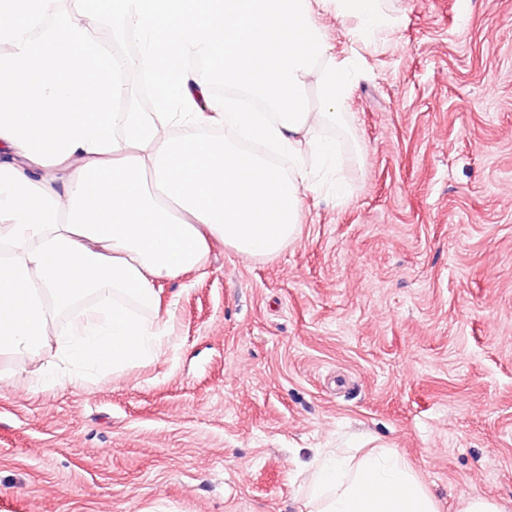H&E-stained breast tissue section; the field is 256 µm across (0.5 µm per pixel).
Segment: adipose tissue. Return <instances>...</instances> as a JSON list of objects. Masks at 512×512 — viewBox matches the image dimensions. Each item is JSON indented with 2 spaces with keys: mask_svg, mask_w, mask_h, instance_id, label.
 Returning <instances> with one entry per match:
<instances>
[{
  "mask_svg": "<svg viewBox=\"0 0 512 512\" xmlns=\"http://www.w3.org/2000/svg\"><path fill=\"white\" fill-rule=\"evenodd\" d=\"M384 0H0V357H35L70 321L33 383L91 379L162 355L173 326L156 283L201 268L212 241L250 259L299 232L307 190L334 171L325 137L360 58L332 52L315 9L386 32ZM135 34L129 69L150 75L152 111L91 25ZM266 104L216 97L213 80ZM320 92L311 105L310 87ZM288 152L287 168L267 149ZM306 512H440L397 450L333 448L304 487Z\"/></svg>",
  "mask_w": 512,
  "mask_h": 512,
  "instance_id": "1",
  "label": "adipose tissue"
}]
</instances>
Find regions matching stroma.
<instances>
[{"label": "stroma", "instance_id": "stroma-1", "mask_svg": "<svg viewBox=\"0 0 512 512\" xmlns=\"http://www.w3.org/2000/svg\"><path fill=\"white\" fill-rule=\"evenodd\" d=\"M328 128L348 195L307 194L276 258L214 244L157 286L166 352L31 384L0 360V512H302L304 469L365 434L442 504L512 512V0H386Z\"/></svg>", "mask_w": 512, "mask_h": 512}]
</instances>
